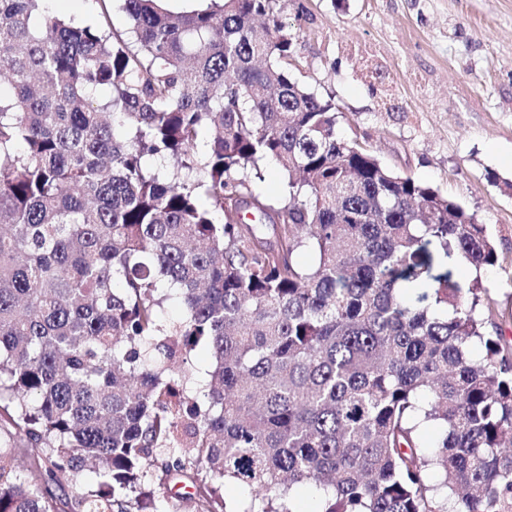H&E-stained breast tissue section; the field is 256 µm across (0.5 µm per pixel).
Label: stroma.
<instances>
[{"label":"stroma","instance_id":"35a3bbf8","mask_svg":"<svg viewBox=\"0 0 512 512\" xmlns=\"http://www.w3.org/2000/svg\"><path fill=\"white\" fill-rule=\"evenodd\" d=\"M288 70L336 132L459 201L498 262L481 279L512 342V0H280Z\"/></svg>","mask_w":512,"mask_h":512}]
</instances>
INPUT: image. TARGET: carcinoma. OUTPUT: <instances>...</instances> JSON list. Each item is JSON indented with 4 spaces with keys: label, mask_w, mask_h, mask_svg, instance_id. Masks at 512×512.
<instances>
[{
    "label": "carcinoma",
    "mask_w": 512,
    "mask_h": 512,
    "mask_svg": "<svg viewBox=\"0 0 512 512\" xmlns=\"http://www.w3.org/2000/svg\"><path fill=\"white\" fill-rule=\"evenodd\" d=\"M122 2L124 37L0 0V512H161L150 472L195 512H512L486 225L336 133L280 0ZM261 191L269 200H278L283 195L284 176L273 162L266 167V180L261 184Z\"/></svg>",
    "instance_id": "carcinoma-1"
}]
</instances>
